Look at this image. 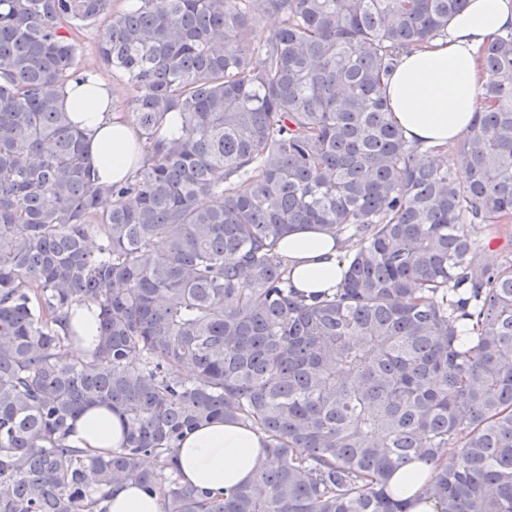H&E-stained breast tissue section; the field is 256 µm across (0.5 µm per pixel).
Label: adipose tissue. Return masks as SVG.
<instances>
[{
    "label": "adipose tissue",
    "instance_id": "ef3b65f1",
    "mask_svg": "<svg viewBox=\"0 0 512 512\" xmlns=\"http://www.w3.org/2000/svg\"><path fill=\"white\" fill-rule=\"evenodd\" d=\"M512 29V0H469L448 21L446 37L421 50L403 54L392 74L386 97L405 137L421 147H445L470 126L483 82L482 50L495 34ZM62 103L86 136L100 185L131 177L145 157L134 122L120 109L110 85L101 77L67 81ZM293 288L311 296L329 293L343 281L344 246L319 227L288 234L275 245ZM68 443L89 454L120 447L118 416L104 408L85 411L74 423ZM180 477L202 488L230 490L253 479L264 456L256 429L214 420L188 434L176 450ZM428 467L409 465L394 474L392 495L406 501L408 512H437L423 497Z\"/></svg>",
    "mask_w": 512,
    "mask_h": 512
}]
</instances>
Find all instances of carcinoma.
I'll return each instance as SVG.
<instances>
[{"label": "carcinoma", "instance_id": "carcinoma-1", "mask_svg": "<svg viewBox=\"0 0 512 512\" xmlns=\"http://www.w3.org/2000/svg\"><path fill=\"white\" fill-rule=\"evenodd\" d=\"M467 4L0 0V512H108L127 484L163 512H407L389 480L415 460L438 512H512V255L484 265L469 231L512 224V30L482 52L466 180L385 96ZM99 27L146 148L105 190L59 103ZM308 224L346 245L336 293L309 300L273 249ZM78 303L100 332L70 356ZM92 407L121 448L68 445ZM216 419L266 436L228 492L177 476Z\"/></svg>", "mask_w": 512, "mask_h": 512}]
</instances>
